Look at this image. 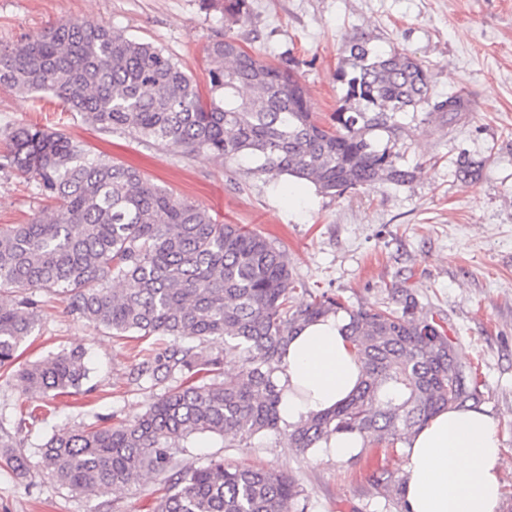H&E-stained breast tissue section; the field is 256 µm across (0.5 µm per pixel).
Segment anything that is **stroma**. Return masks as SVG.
<instances>
[{
	"label": "stroma",
	"instance_id": "stroma-1",
	"mask_svg": "<svg viewBox=\"0 0 512 512\" xmlns=\"http://www.w3.org/2000/svg\"><path fill=\"white\" fill-rule=\"evenodd\" d=\"M248 19L233 25L206 0H0V44L17 46L65 19L106 22L172 54L199 86L208 74L204 48L228 34L267 61L294 65L311 109L329 118L345 90L337 75L346 46L357 35L386 50L397 47L428 66L432 93H465L470 112L441 126L407 122L396 146L416 168L409 185L379 184L325 196L309 183L284 193L264 177L208 156H183L129 135L98 129L42 95L0 89V132L18 124L59 129L113 160L137 166L144 177L206 208L227 224H244L288 255L301 285L296 301L323 291L353 308L387 301L392 286L408 288L441 318L459 360L479 368L480 409L496 424L502 448L500 512H512V0H250ZM467 153L483 164L465 183L454 162ZM45 203L27 180L0 172V225L25 224ZM171 340L118 337L73 319L61 299L42 306L39 326L24 346L37 360L82 348L92 372L83 391L52 400L24 437L37 462L54 430L99 424L114 414H142L166 388L136 380L134 368ZM293 475L307 512H404L368 477L379 468L397 473L402 452L369 448L348 457L300 453L284 434L269 432L251 444L221 439L188 441L183 464L210 457ZM160 479L143 476L121 492L86 496L41 475L23 478L0 463V512H155Z\"/></svg>",
	"mask_w": 512,
	"mask_h": 512
}]
</instances>
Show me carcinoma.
<instances>
[{
  "label": "carcinoma",
  "mask_w": 512,
  "mask_h": 512,
  "mask_svg": "<svg viewBox=\"0 0 512 512\" xmlns=\"http://www.w3.org/2000/svg\"><path fill=\"white\" fill-rule=\"evenodd\" d=\"M209 2L234 22L250 13L248 0ZM347 50L352 66L340 81L358 106L338 108L328 122L311 111L291 66L252 55L231 36L206 47L204 97L165 49L91 20H61L22 46H1L0 87L50 94L101 129L141 142L249 163L251 173L277 185L292 178L329 196L384 182L405 186L415 171L390 147L404 132L400 115L421 110L430 123L469 111V100L431 96L428 68L404 51L381 52L363 36ZM4 144L0 170L32 182L54 212L49 222L37 216L0 226V369L40 396L69 394L88 379L82 350L18 362L40 323L38 297L53 294L73 318L114 335L172 337L163 352L136 364V379L181 378L130 422L105 417L54 431L36 467L59 486L87 496L116 493L155 474L164 476L156 512H288L302 496L292 476L227 466L222 458L186 467L177 453L197 435L244 442L280 430L302 453L336 434L356 436L363 448L406 446L437 412L478 398L477 368L458 362L444 325L410 289L393 288L391 302L357 309L328 292L295 304L300 282L287 254L265 236L220 222L62 131L16 125ZM480 171L465 153L455 161L464 182ZM330 315L348 319L359 387L335 407L283 426L275 373L292 336ZM218 339L241 361L232 377L205 350ZM25 426L19 420L12 435L0 425V461L22 477L31 469L16 437ZM372 482L402 496L404 481L389 470Z\"/></svg>",
  "instance_id": "obj_1"
}]
</instances>
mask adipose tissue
Masks as SVG:
<instances>
[{
	"instance_id": "adipose-tissue-1",
	"label": "adipose tissue",
	"mask_w": 512,
	"mask_h": 512,
	"mask_svg": "<svg viewBox=\"0 0 512 512\" xmlns=\"http://www.w3.org/2000/svg\"><path fill=\"white\" fill-rule=\"evenodd\" d=\"M342 319L305 326L288 345L280 414L293 425L347 399L361 377ZM501 448L495 423L475 408L446 409L416 430L401 467L407 512H498Z\"/></svg>"
}]
</instances>
